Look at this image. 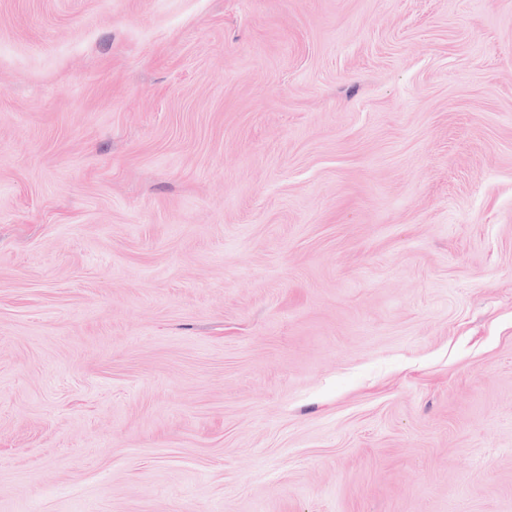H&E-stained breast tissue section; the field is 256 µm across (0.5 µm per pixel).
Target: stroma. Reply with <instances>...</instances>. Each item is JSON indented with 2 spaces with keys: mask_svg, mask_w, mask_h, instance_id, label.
Here are the masks:
<instances>
[{
  "mask_svg": "<svg viewBox=\"0 0 512 512\" xmlns=\"http://www.w3.org/2000/svg\"><path fill=\"white\" fill-rule=\"evenodd\" d=\"M0 512H512V0H0Z\"/></svg>",
  "mask_w": 512,
  "mask_h": 512,
  "instance_id": "1",
  "label": "stroma"
}]
</instances>
